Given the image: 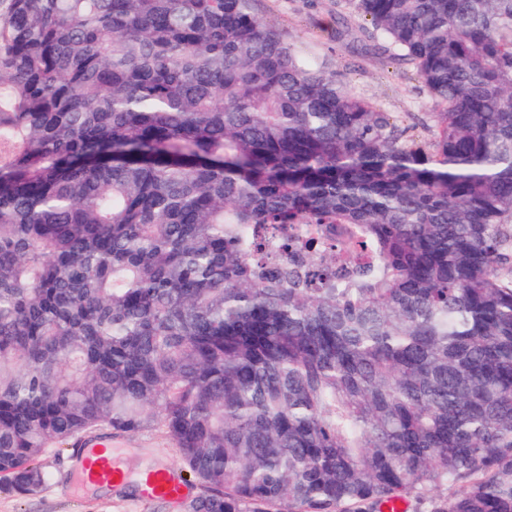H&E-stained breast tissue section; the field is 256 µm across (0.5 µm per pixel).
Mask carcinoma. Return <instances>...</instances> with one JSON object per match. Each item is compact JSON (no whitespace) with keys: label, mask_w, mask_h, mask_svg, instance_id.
Segmentation results:
<instances>
[{"label":"carcinoma","mask_w":512,"mask_h":512,"mask_svg":"<svg viewBox=\"0 0 512 512\" xmlns=\"http://www.w3.org/2000/svg\"><path fill=\"white\" fill-rule=\"evenodd\" d=\"M253 2L0 0V475L158 427L186 512H512V0H352L419 127Z\"/></svg>","instance_id":"obj_1"}]
</instances>
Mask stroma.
Returning <instances> with one entry per match:
<instances>
[{"label": "stroma", "instance_id": "1", "mask_svg": "<svg viewBox=\"0 0 512 512\" xmlns=\"http://www.w3.org/2000/svg\"><path fill=\"white\" fill-rule=\"evenodd\" d=\"M258 17L282 30L289 42L325 65L354 96L382 111L421 119L433 111L427 89L410 61L372 41L370 23L349 0H255ZM112 450L129 478L119 487H84L75 461L77 444L51 451L43 460L49 478L35 494L21 496L0 477V512H184L183 502L143 498L138 477L150 467H179L176 451L161 429L113 432Z\"/></svg>", "mask_w": 512, "mask_h": 512}]
</instances>
